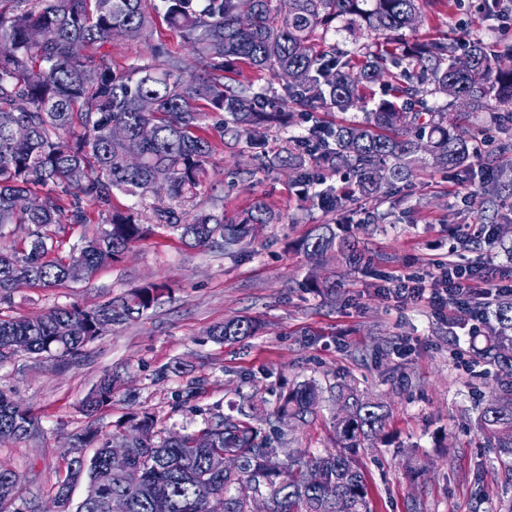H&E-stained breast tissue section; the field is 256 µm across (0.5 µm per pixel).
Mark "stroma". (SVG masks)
<instances>
[{
  "label": "stroma",
  "instance_id": "1",
  "mask_svg": "<svg viewBox=\"0 0 512 512\" xmlns=\"http://www.w3.org/2000/svg\"><path fill=\"white\" fill-rule=\"evenodd\" d=\"M453 41L495 44L512 17L487 14L484 0H441L434 22ZM209 177L182 204L185 218L221 209L243 214L262 201L280 213L260 226L236 255L190 248L164 230L134 243L122 258L90 279L61 288H17L0 314L29 316L56 306L92 308L147 282L169 284L171 293L140 321L113 326L68 365L19 355L0 364V390L41 421L39 439L0 442V466L13 470L23 490L15 512H49L64 454L88 418L80 404L105 372L118 374L111 407L96 423L111 431L130 414L151 413L159 428L184 432L215 410L253 400L268 416L280 391L307 380L322 387L347 382L390 409L388 443L358 452L376 512H512V478L503 474L479 434V408L497 391L496 370L479 357L489 328L477 335L427 304L402 305L383 287L392 273L419 277L435 272L434 258L454 255L462 265L490 271V284H512V233L485 220L481 201L496 194L500 215L512 220V190L500 176L482 186L426 167L412 185L380 199H360L343 213L314 208L292 173L258 171L251 152L220 147ZM407 209L412 223L363 224L365 212ZM340 224L374 255L372 269H335L336 297L305 286L310 263L297 244L316 224ZM485 229L487 241H461ZM235 316L258 318L261 330L235 342H214L209 329ZM179 371H172V364ZM333 402L313 421L287 431L295 447L318 454L333 446ZM422 465L407 473V459Z\"/></svg>",
  "mask_w": 512,
  "mask_h": 512
}]
</instances>
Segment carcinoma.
<instances>
[{"label":"carcinoma","instance_id":"obj_1","mask_svg":"<svg viewBox=\"0 0 512 512\" xmlns=\"http://www.w3.org/2000/svg\"><path fill=\"white\" fill-rule=\"evenodd\" d=\"M439 0H0V304L9 303L18 281L56 288L89 278L117 261L134 243L163 228L194 246L220 248L232 255L251 241L258 224L277 215L259 203L238 219L201 212L186 224L178 209H156L142 224L130 208L112 204L116 194L143 198L166 188L181 202L197 195L217 144H244L257 169L285 167L303 189L320 184L311 203L328 212L347 209L358 194L377 197L383 188L413 182L419 163L451 169L471 182L470 140L465 115L481 118L480 131L500 138L499 155L481 169L512 170V58L492 55L480 41L462 55L455 45L430 36L415 43L391 34L415 31L430 20ZM193 50L200 72L163 40L152 38L154 16ZM366 35L350 51L327 39L332 24ZM41 40L34 43L30 33ZM141 40L143 63L118 67L107 44ZM241 62L258 72L291 80L283 93L264 86L225 84L224 67ZM383 84L385 98L363 120L335 127L316 125L311 136L287 137L283 152L265 150L268 131H285L291 110L316 112L363 109L371 85ZM448 102L428 105L427 96ZM18 123L29 135L14 136ZM126 136L112 138V127ZM149 125L154 134L141 136ZM348 174L353 194L327 183ZM98 208L97 229L66 245V226L86 223L81 200ZM68 254L59 255L64 247ZM317 267L329 261L350 268L372 259L360 241L339 234L334 224H318L301 243ZM307 287L333 296L336 281L310 275ZM168 288L146 283L99 307L54 306L42 313L0 317V362L19 354L63 361L80 355L95 340L98 317L112 324L140 320ZM493 319L481 352L499 372L498 392L477 417L480 432L505 475L512 477V296L488 308ZM254 319L239 316L217 325L210 336L220 343L251 336ZM114 376L104 375L87 394L83 411L92 417L112 405ZM324 401V389L304 381L278 395L269 429L252 424L254 406L238 404L204 420L203 427L168 435L156 430L148 413L134 415L129 429H91L77 437L95 451L66 461L56 492L70 496L86 480L75 512H105L100 490L123 498L128 512H153L156 487L167 488L169 512H210L198 486L224 498V512H249L248 498L268 494L272 512H373L358 449L384 435L387 406L345 384L336 386L333 429L336 448L323 454L288 449L282 467L270 471L266 457L285 444L276 421L283 416L305 424ZM41 433L38 418L0 392V438L25 440ZM115 441L131 448L130 469L114 475L108 448ZM232 453L242 462L237 473L216 474L209 458Z\"/></svg>","mask_w":512,"mask_h":512}]
</instances>
